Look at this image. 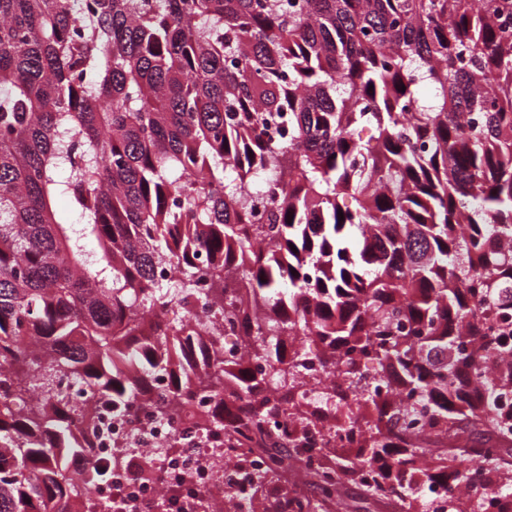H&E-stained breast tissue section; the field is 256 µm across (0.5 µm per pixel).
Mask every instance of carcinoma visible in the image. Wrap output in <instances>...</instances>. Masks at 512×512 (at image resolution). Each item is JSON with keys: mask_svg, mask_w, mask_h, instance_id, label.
Segmentation results:
<instances>
[{"mask_svg": "<svg viewBox=\"0 0 512 512\" xmlns=\"http://www.w3.org/2000/svg\"><path fill=\"white\" fill-rule=\"evenodd\" d=\"M509 354L512 0H0V512H90L105 409L266 453L238 512L477 508L512 484ZM429 512H460L466 494L459 488L448 489L447 484H433L426 491Z\"/></svg>", "mask_w": 512, "mask_h": 512, "instance_id": "cac0c4a2", "label": "carcinoma"}]
</instances>
